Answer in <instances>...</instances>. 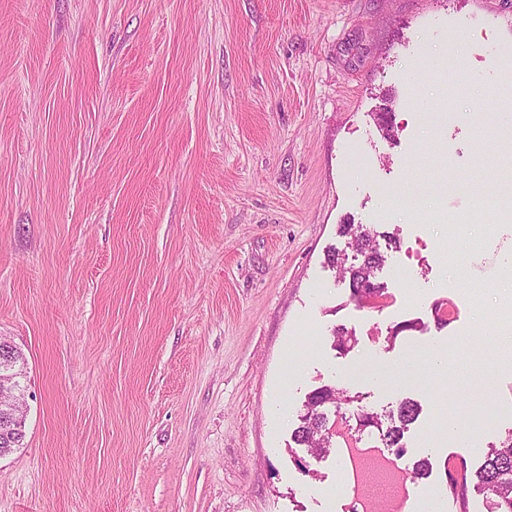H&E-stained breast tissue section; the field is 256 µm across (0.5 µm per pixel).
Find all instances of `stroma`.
<instances>
[{
  "label": "stroma",
  "instance_id": "stroma-1",
  "mask_svg": "<svg viewBox=\"0 0 512 512\" xmlns=\"http://www.w3.org/2000/svg\"><path fill=\"white\" fill-rule=\"evenodd\" d=\"M509 76L512 0H0V336L27 360L0 512H346L335 455L288 451L323 385L418 403L403 512H484L445 468L512 429V331L471 304L512 305ZM347 223L397 240L384 307L328 261ZM369 360L391 382L350 378Z\"/></svg>",
  "mask_w": 512,
  "mask_h": 512
}]
</instances>
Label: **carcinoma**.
Returning a JSON list of instances; mask_svg holds the SVG:
<instances>
[{"mask_svg": "<svg viewBox=\"0 0 512 512\" xmlns=\"http://www.w3.org/2000/svg\"><path fill=\"white\" fill-rule=\"evenodd\" d=\"M339 234L348 238L355 252L354 263L347 264L348 256L343 251L334 252L331 263L349 277L351 299L359 305L383 306L385 287L375 276L384 264L377 235L360 224H342ZM357 400L347 389L335 386L325 385L310 392L292 434L295 445L313 455H326L334 447L331 418L335 417L349 431L377 433L382 448L397 458L403 457L407 452L405 433L418 418L419 405L403 400L396 411L381 415L362 406L349 409ZM447 471L448 490L455 491L457 499L466 501L469 488L474 487L485 496L487 512H512V430L485 453L478 468H471L465 459L450 458Z\"/></svg>", "mask_w": 512, "mask_h": 512, "instance_id": "obj_1", "label": "carcinoma"}]
</instances>
